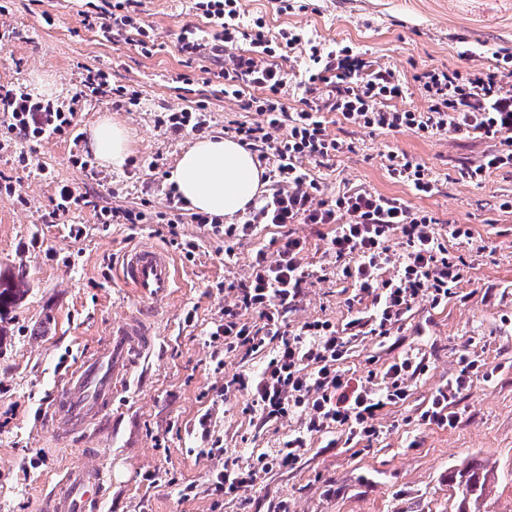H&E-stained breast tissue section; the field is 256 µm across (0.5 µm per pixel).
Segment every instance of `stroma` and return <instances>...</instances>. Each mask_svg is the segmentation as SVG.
<instances>
[{"mask_svg":"<svg viewBox=\"0 0 512 512\" xmlns=\"http://www.w3.org/2000/svg\"><path fill=\"white\" fill-rule=\"evenodd\" d=\"M192 0H142L141 17L152 30L153 54L135 41L117 44L97 33L93 0H0V85L19 84L52 98L71 96L87 70L111 72L118 85L134 87L140 103L119 109L109 98L88 99L79 113L82 133L100 118L123 123L133 135L122 167L90 158L75 166L68 141L50 138L33 148L23 169L14 156L19 143L0 149V174L11 177L14 195L0 194V271L26 269L28 291L8 311V336L0 344V512H41L42 500L80 445L108 458L111 486L100 512H458L460 494L450 476L474 465L489 472L481 512H512V169L483 182L470 181L467 168L497 149L498 140L452 132L422 138L409 131H371L328 114L327 131L350 143L349 151L326 164H311L324 194L351 186L401 198L447 224L470 228V237L448 249L466 266V277L446 303L416 302L386 339L356 342L346 364L349 376L380 370L409 354L427 370L410 382L405 403L378 418L383 434L366 445L312 437L310 450L294 469L273 471L236 497L211 495L207 480L221 459L240 468L256 464L297 429L296 420L261 423L245 393L218 396L234 373L262 367L265 355L230 352L223 369L209 358L208 332L233 294L224 284L245 276L257 249L275 253L284 230L258 226L254 235L224 255V241L195 224L179 225L195 239L194 259L177 257L172 294L149 304L126 288L119 273L125 252L143 244L169 249L163 224L103 227L102 207L163 209L168 175L180 154L197 138L171 135L155 125L159 112L204 106L208 135H227L235 121H257L254 110L235 99L214 96L207 72L216 61L187 62L177 36L185 25L211 31L195 14ZM246 18L264 17L270 29L300 27L327 43L350 46L373 67L391 70L406 85L400 108H422L416 80L430 69L467 74L507 72L512 90V0H297L278 14L272 0H240ZM403 152L423 164L435 182L423 197L394 182L386 170L389 152ZM90 192L92 205L49 218L60 185ZM82 225L81 239L68 235ZM354 295L350 280L330 275L305 289L288 315L290 326L312 319L344 323ZM148 313L155 335L149 358L129 388L118 391L101 423L72 435L67 444L43 426L41 415L64 375L104 341L113 322ZM481 356L490 381L464 391L454 410L455 427L421 424L432 392L456 376L463 354ZM211 416V437L194 426ZM219 441L223 458L208 456ZM158 472V486L145 476ZM194 485L190 498L182 489Z\"/></svg>","mask_w":512,"mask_h":512,"instance_id":"obj_1","label":"stroma"}]
</instances>
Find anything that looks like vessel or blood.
Returning <instances> with one entry per match:
<instances>
[{
    "mask_svg": "<svg viewBox=\"0 0 512 512\" xmlns=\"http://www.w3.org/2000/svg\"><path fill=\"white\" fill-rule=\"evenodd\" d=\"M121 278L145 302L166 297L175 281L163 250L139 247L123 257ZM150 326L130 315L113 326L96 355L77 365L60 384L49 407V426L60 438L98 422L112 404L114 389L129 384L134 368L153 348ZM104 470L97 463L73 467L48 495L45 512H98Z\"/></svg>",
    "mask_w": 512,
    "mask_h": 512,
    "instance_id": "vessel-or-blood-1",
    "label": "vessel or blood"
}]
</instances>
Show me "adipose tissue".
<instances>
[{
	"label": "adipose tissue",
	"mask_w": 512,
	"mask_h": 512,
	"mask_svg": "<svg viewBox=\"0 0 512 512\" xmlns=\"http://www.w3.org/2000/svg\"><path fill=\"white\" fill-rule=\"evenodd\" d=\"M91 148L106 165L121 167L131 153L127 129L111 119L90 131ZM190 208L233 218L265 193L267 181L255 156L224 137L196 140L181 155L169 176Z\"/></svg>",
	"instance_id": "ef3b65f1"
}]
</instances>
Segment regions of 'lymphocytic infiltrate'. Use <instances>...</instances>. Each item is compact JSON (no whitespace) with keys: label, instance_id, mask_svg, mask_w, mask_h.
<instances>
[{"label":"lymphocytic infiltrate","instance_id":"obj_1","mask_svg":"<svg viewBox=\"0 0 512 512\" xmlns=\"http://www.w3.org/2000/svg\"><path fill=\"white\" fill-rule=\"evenodd\" d=\"M141 5L142 0H105L100 36L117 43L136 34L142 52L152 54L154 37L140 18ZM194 7L218 31L209 37L196 26H184L178 36L180 50L191 62L224 57L223 67L212 74L211 91L245 99L259 115V122L236 123L234 131L239 143L266 163L271 188L233 224L218 216L187 212L182 198L171 191L166 210L153 216L156 223L168 226L171 246L188 258L194 256L197 244L179 233L185 220L228 241L252 236L261 224L331 225L324 254L341 264L358 298L369 301L368 306L351 309L344 324L315 319L289 329L288 314L314 277L304 263L307 238L291 233L284 236L275 255L257 250L247 275L229 283L234 300L225 305L209 333L211 361L220 368L225 353L242 349L257 354L273 346L272 357L259 372L238 373L224 386L246 392L261 422L290 415L301 422L257 466L241 469L225 464L212 472L211 493L233 497L253 485L260 473L297 468L313 435L336 431L349 444L377 440L378 415L407 400L409 382L424 366L407 357L380 372L350 379L344 363L354 342L364 334L389 336L415 302L440 304L464 277L463 267L448 249L450 239L468 236L464 225H442L429 211L411 207L401 198L359 187L320 199L319 184L307 164L331 160L345 148L343 141L327 134L326 113H336L360 128L410 131L423 138L451 131L499 140V148L466 171L469 180L479 183L493 171L512 167V94L505 92L502 76L494 70L463 75L431 69L417 77L426 107L400 109L394 104L403 94L399 80L391 71L371 68L352 56L349 47L329 46L297 28L270 30L261 17L245 20L239 0H195ZM242 40L249 45L247 53L225 56V47ZM300 45L318 70L303 83L302 108L291 110L284 102L288 86L279 61ZM98 95L114 98L119 107L135 106L140 100L137 90L113 85L111 73L100 69L88 71L81 89L66 103L35 97L21 86H0V129L25 143L48 138L69 141L73 163L84 165L77 115L84 100ZM386 169L393 181L408 185L417 195H432L434 183L426 168L407 154H388ZM247 311L256 314L255 323L243 321ZM491 377L480 359L466 357L460 373L435 389L420 413L422 423L455 426L454 406L460 394L474 380Z\"/></svg>","mask_w":512,"mask_h":512}]
</instances>
